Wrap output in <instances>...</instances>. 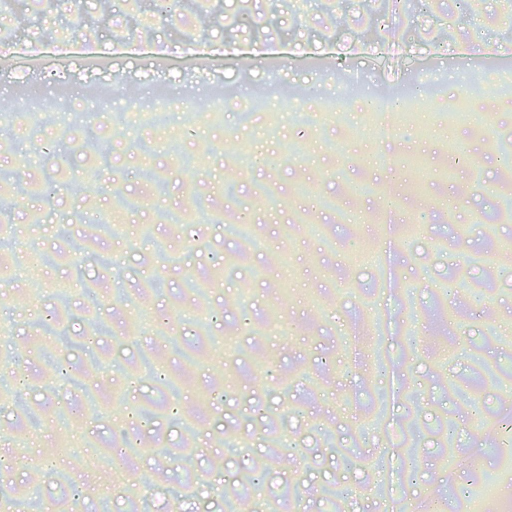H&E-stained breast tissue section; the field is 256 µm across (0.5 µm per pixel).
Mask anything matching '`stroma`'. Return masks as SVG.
Listing matches in <instances>:
<instances>
[{
  "instance_id": "obj_1",
  "label": "stroma",
  "mask_w": 512,
  "mask_h": 512,
  "mask_svg": "<svg viewBox=\"0 0 512 512\" xmlns=\"http://www.w3.org/2000/svg\"><path fill=\"white\" fill-rule=\"evenodd\" d=\"M131 7L112 0L105 16L94 0H58L44 28L83 9L92 30L64 53L47 41L17 50L0 73V128L15 141L0 151V172L39 179L59 168L64 182L38 198L17 195L0 214V243L19 258L0 274V338L21 351L0 366L24 372L22 388L0 389V443L15 464L0 489L31 479L42 487L38 508L15 512H205L223 501L219 481L237 486L219 429L239 460H263L276 446L262 426L238 427L254 394L264 413L291 417L276 447L279 470L305 487L297 512H436L438 487L461 488L467 471L502 473L512 378L488 381L473 404L458 394L480 367L512 368V216H493L505 192L500 148L512 143L502 0H429L425 9L346 0L332 18L308 4L282 15L272 38L281 57L269 62L248 61L245 31L228 39L214 29L210 42L234 47L203 53L187 10L145 12L151 34L125 51ZM103 42L113 55L99 54ZM462 46L473 59L448 69L444 57ZM474 79L484 96L469 94ZM290 89L295 99L284 100ZM257 92L264 108L240 122ZM48 110L55 122L36 127ZM78 112L112 145L94 181ZM157 113L166 126L152 125ZM185 156L203 205L230 211L223 223L173 226L187 202ZM145 166L168 178L166 191L144 183ZM417 168L425 177L412 199L404 180ZM301 183L311 196L298 195ZM119 194L130 208L117 209ZM114 214L118 224L96 230ZM239 214L257 226L255 242L236 233ZM225 259L235 265L222 283L201 295L188 287ZM152 278L160 288H149ZM61 306L69 314L56 334L50 314ZM204 311L217 316L219 362L168 348L192 340ZM51 356L67 360L65 372ZM237 357L251 378L225 372ZM155 359L168 374L192 375L171 406L200 402L213 376L223 397L194 432L164 419V454L135 457L128 488L117 490L109 445L131 431L123 406L157 397L145 367ZM76 404L82 418L63 426ZM332 480L342 491L333 507L320 500ZM370 486L374 495L355 496Z\"/></svg>"
}]
</instances>
